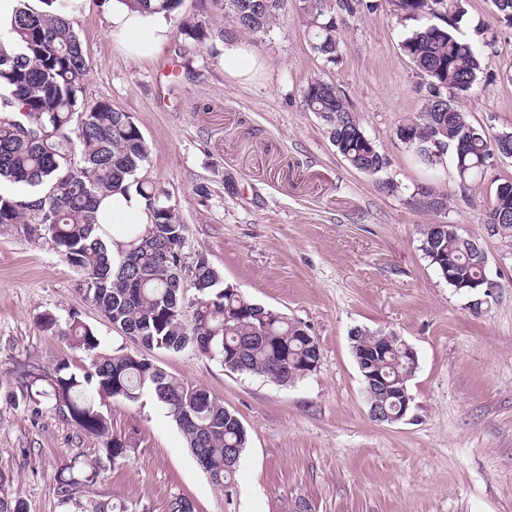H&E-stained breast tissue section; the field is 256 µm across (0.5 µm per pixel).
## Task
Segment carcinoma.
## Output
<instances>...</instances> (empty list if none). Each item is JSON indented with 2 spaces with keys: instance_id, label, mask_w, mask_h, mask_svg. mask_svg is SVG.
Here are the masks:
<instances>
[{
  "instance_id": "1",
  "label": "carcinoma",
  "mask_w": 512,
  "mask_h": 512,
  "mask_svg": "<svg viewBox=\"0 0 512 512\" xmlns=\"http://www.w3.org/2000/svg\"><path fill=\"white\" fill-rule=\"evenodd\" d=\"M33 10L17 0L14 22L0 35V180L48 190L20 198L0 193V224H40L58 256L81 275L86 300L110 324L149 350L178 352L191 345L211 361L233 372L254 374L290 384L313 370L320 345L306 327L278 311L260 320L258 304L239 289L224 284L222 274L201 258L190 284L191 297L179 276L186 226L175 209L165 205L156 187L135 180L149 160V146L129 114L107 102L80 103L88 62L82 42L68 16V0H41ZM144 12L170 16L183 0H126ZM402 21L428 20L413 29L401 49L425 82L419 112L396 128L421 166L431 169L428 148L451 153L461 195L468 196L485 175L484 160L492 151L512 153V135L493 136L474 126L458 100L466 95L481 70L482 46L459 30L463 0H389ZM221 6L231 28L224 36L267 33L292 9L315 21L313 51L333 62L341 47L343 16L372 12L373 0H199L201 10ZM307 108L324 122L329 139L348 165L368 175L381 172L386 156L369 139L346 97L332 84L313 79L304 89ZM135 188L146 202L151 223L127 226L130 241L121 260L112 261V234L99 223L101 201ZM423 186L412 198L431 211L448 207L447 197H425ZM488 223L499 234L512 233V181L497 185ZM422 251L441 278L459 291L477 292L482 269L473 238L431 224ZM42 328L82 352L86 363L67 361L51 371L26 366L20 372L29 401L73 424L79 432L101 440L95 460L72 459L58 472L55 490L62 507L87 509L79 494L87 492L106 464L126 460L128 438L112 430L104 410L110 400L137 402L149 392L182 430L198 464L222 488L234 479L237 466L226 462L230 452L241 456L248 434L238 416L202 388L173 379L137 351L101 350L94 328L72 314L60 320L42 318ZM357 349L376 350L379 376L408 384L412 371L402 355L401 339L382 346L379 334L354 329ZM379 409L400 411L391 389L379 385L370 395Z\"/></svg>"
}]
</instances>
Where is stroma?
<instances>
[{"label":"stroma","instance_id":"35a3bbf8","mask_svg":"<svg viewBox=\"0 0 512 512\" xmlns=\"http://www.w3.org/2000/svg\"><path fill=\"white\" fill-rule=\"evenodd\" d=\"M107 0H86L74 27L89 60L81 99L128 113L150 148L139 180L156 186L187 227L182 278L199 258L225 284L305 324L321 347L317 371L281 385L227 370L193 348L151 351L185 385L209 390L245 426L234 481L214 486L180 428L152 396L111 402L114 432L128 436L127 460L102 473L90 498L108 512H169L175 496L197 512H512V237L496 234L488 210L496 186L512 180L498 160L461 196L451 156L435 170L416 163L396 136L421 106L418 70L400 45L411 28L388 6L346 18L336 62L313 52L304 17L288 12L270 33L250 37L266 67L239 83L219 64L222 11L183 0L156 58L136 60L112 43ZM192 19L210 46L185 38ZM491 27L473 90L459 105L490 132L512 131V25L493 0H467L466 34ZM336 85L366 136L389 160L377 175L351 168L316 113L302 102L313 79ZM402 184L386 192L387 180ZM448 196L446 213L412 201L418 184ZM444 221L478 239L489 294L442 279L421 250L427 225ZM76 313L106 351L135 350L88 304L78 273L50 238L0 224V498L24 512H61L55 478L71 458L94 459L97 439L22 397L16 366L43 369L81 352L43 332L45 313ZM366 328L400 336L417 354L403 420L373 421L349 334Z\"/></svg>","mask_w":512,"mask_h":512}]
</instances>
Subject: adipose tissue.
<instances>
[{"label": "adipose tissue", "mask_w": 512, "mask_h": 512, "mask_svg": "<svg viewBox=\"0 0 512 512\" xmlns=\"http://www.w3.org/2000/svg\"><path fill=\"white\" fill-rule=\"evenodd\" d=\"M106 18L113 44L131 58L155 57L170 39L171 28L164 14L141 13L131 9L126 0H109ZM221 65L227 76L245 83L264 70L265 61L249 44L233 39L223 44ZM100 211L112 226L116 248L128 240L126 225L150 221L144 200L133 191L105 199Z\"/></svg>", "instance_id": "adipose-tissue-1"}]
</instances>
